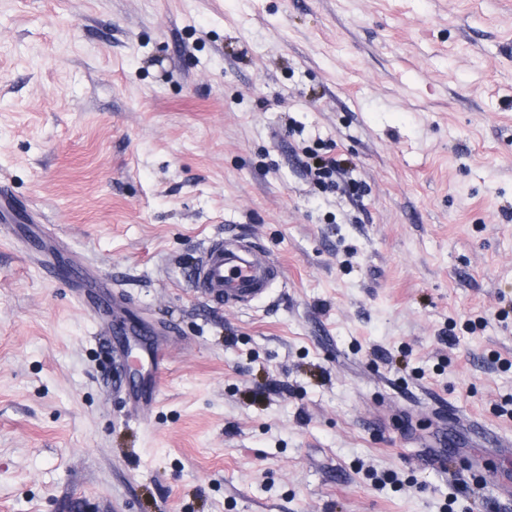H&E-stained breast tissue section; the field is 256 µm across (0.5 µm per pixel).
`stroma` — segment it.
Wrapping results in <instances>:
<instances>
[{
	"label": "stroma",
	"mask_w": 512,
	"mask_h": 512,
	"mask_svg": "<svg viewBox=\"0 0 512 512\" xmlns=\"http://www.w3.org/2000/svg\"><path fill=\"white\" fill-rule=\"evenodd\" d=\"M0 184L177 328L133 420L146 352L0 236V512H512V0H0ZM326 148V147H325ZM335 148H326V152L304 149L306 161H301L303 169L313 177V180L326 188H336V177L348 179L349 186L356 190L359 182L352 178L354 168L349 159L343 154L331 153ZM238 242L234 234L212 238L191 268L194 293L208 305L248 306L281 275L265 250L254 245L243 250ZM158 391L155 386L134 383L129 387L128 398L133 410L142 417H146L154 406Z\"/></svg>",
	"instance_id": "stroma-1"
}]
</instances>
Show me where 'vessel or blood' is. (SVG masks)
Listing matches in <instances>:
<instances>
[{
    "label": "vessel or blood",
    "mask_w": 512,
    "mask_h": 512,
    "mask_svg": "<svg viewBox=\"0 0 512 512\" xmlns=\"http://www.w3.org/2000/svg\"><path fill=\"white\" fill-rule=\"evenodd\" d=\"M19 214L13 205L8 189L0 187V233H11L18 223ZM28 254L43 262L48 275H56L58 266L49 255L45 235L31 236L24 241ZM282 269L269 254L256 246L241 248L235 235L227 234L212 238L205 245L190 271V280L198 298L209 305H249L264 296L272 281ZM87 309L100 318L105 335L137 336L140 328L130 323L113 322L107 317L111 302L107 294L97 291L83 296ZM158 391L155 386L136 383L130 386L128 398L133 410L147 415L154 406Z\"/></svg>",
    "instance_id": "obj_1"
}]
</instances>
